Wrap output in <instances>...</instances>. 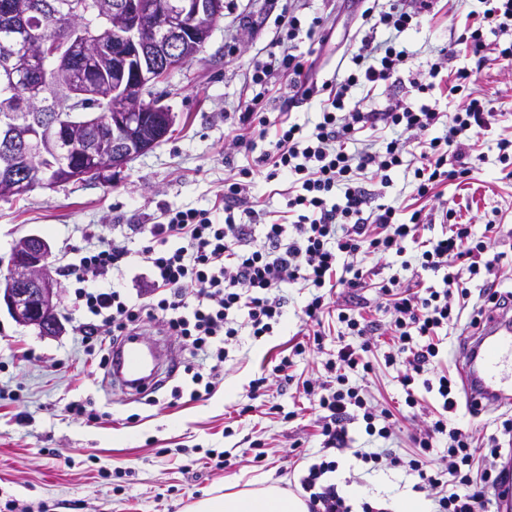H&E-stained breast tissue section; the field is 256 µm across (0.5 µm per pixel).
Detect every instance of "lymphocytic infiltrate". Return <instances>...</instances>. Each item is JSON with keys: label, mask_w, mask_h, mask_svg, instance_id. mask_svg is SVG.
I'll return each instance as SVG.
<instances>
[{"label": "lymphocytic infiltrate", "mask_w": 512, "mask_h": 512, "mask_svg": "<svg viewBox=\"0 0 512 512\" xmlns=\"http://www.w3.org/2000/svg\"><path fill=\"white\" fill-rule=\"evenodd\" d=\"M435 0H360V19L366 27L347 63L337 64L331 77L315 79L317 60L284 49L300 34L328 35L322 18L303 26L295 13L277 17L280 52H268L247 74L252 97L243 104L231 144L252 149L255 139L268 143L253 167L243 168L224 180V219L211 211L195 208L167 210L159 221L145 225L141 249L152 274L151 298L129 302L120 289L109 286L111 276L122 273L130 250L121 240L92 243L79 252L76 261L58 268L61 276L75 284L77 309L85 317L77 326L88 353H100L99 366L108 369L109 355L103 344H119L135 333L141 322L157 321L169 335L178 337L192 364L191 398L212 394L224 375L229 356L227 346L241 332L259 338L272 335L284 320L282 290L301 284L310 298L302 308L301 321L307 341L296 343L288 355L274 365L271 376L249 384L248 396L258 399L268 389L270 377L287 378L294 356L306 350H321L323 318L335 314L348 343L343 344L325 368L332 381L303 384L318 412L324 455L308 468L300 485L308 495L309 512H352L336 484L324 482L338 463L329 450L348 445V426L362 421L368 436L385 440V447L356 450L354 456L366 464L404 470L416 479L415 490L430 492L434 512H488L491 491L503 482L504 472L481 467L485 456H500L497 436H477L470 428L452 427L448 415L458 407L459 389L447 373L437 371V339L442 330L456 325L465 309H472L470 327L483 319L482 307L504 309L512 304V290L499 287L501 254L492 252L489 236H475L470 225L452 223L453 212L443 199L442 186L468 180L472 170L473 139L487 127L494 111L491 101L473 95L471 70L460 68L449 91L459 98L454 111L439 112L422 104L421 98L443 80L453 45L439 51L424 79H411L403 98L380 112L362 111L352 104L355 92H369L388 83L409 62L400 37L417 26L420 17L434 7ZM475 24L466 26L462 41L469 44L479 65L512 63V45L490 46L487 33L506 32L512 27V0H482ZM282 94L299 93L319 99L320 119L313 127L292 120L287 108L272 111L267 94L272 84ZM386 128L393 138L357 141L363 128ZM411 153L413 198L417 208L402 219L400 208L384 202L383 187L391 171ZM278 187L285 200L280 218L267 219L252 189L256 177ZM375 179L380 191L368 189ZM437 203L438 212L427 209ZM449 219L448 232L423 241L417 265L425 272H443L441 287L422 286L420 281L390 277L378 283L380 318L367 319L360 307L346 304L331 308L325 289L355 292L365 287L368 270L353 259L359 254L386 258L402 256L406 242L419 228L432 226L436 218ZM261 226V240H254L253 226ZM459 262L469 278L480 279L478 292L461 286L458 275L449 273V261ZM481 307L470 308L471 295ZM392 338L393 351L387 364H400L399 381L409 409L419 399L415 384L436 394L440 411L413 436L415 450L403 456L387 443L395 437L390 409L372 404L365 389L350 385L348 371L372 370L362 358L378 332ZM447 439L446 454L434 456L440 439Z\"/></svg>", "instance_id": "obj_1"}]
</instances>
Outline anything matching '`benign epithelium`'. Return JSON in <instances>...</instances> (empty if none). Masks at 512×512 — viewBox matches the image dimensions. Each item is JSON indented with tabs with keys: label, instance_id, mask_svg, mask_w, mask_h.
I'll list each match as a JSON object with an SVG mask.
<instances>
[{
	"label": "benign epithelium",
	"instance_id": "1",
	"mask_svg": "<svg viewBox=\"0 0 512 512\" xmlns=\"http://www.w3.org/2000/svg\"><path fill=\"white\" fill-rule=\"evenodd\" d=\"M95 7L112 20L110 35H95L80 21L76 8L60 16L64 35L32 41L27 55L0 58V72L8 75L39 65L41 83L32 93L34 111L14 116L0 128V197L10 199L24 183L55 185L96 180L105 172L123 170L162 141L172 113L154 89L162 73L194 60L228 10L226 0H113ZM45 5L26 0L0 13V28L33 32ZM90 54L109 65L110 82L96 87L111 105L87 117L52 105L58 77L70 73ZM80 160L48 172L38 160L59 151ZM50 245L39 235L24 237L14 248L8 274L0 280V306L19 324L41 334L60 332L57 307L60 283L47 275Z\"/></svg>",
	"mask_w": 512,
	"mask_h": 512
}]
</instances>
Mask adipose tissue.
I'll list each match as a JSON object with an SVG mask.
<instances>
[{"label": "adipose tissue", "mask_w": 512, "mask_h": 512, "mask_svg": "<svg viewBox=\"0 0 512 512\" xmlns=\"http://www.w3.org/2000/svg\"><path fill=\"white\" fill-rule=\"evenodd\" d=\"M193 512H308V505L303 498L272 483L200 500Z\"/></svg>", "instance_id": "ef3b65f1"}]
</instances>
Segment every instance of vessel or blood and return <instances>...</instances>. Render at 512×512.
I'll list each match as a JSON object with an SVG mask.
<instances>
[{"label":"vessel or blood","instance_id":"vessel-or-blood-1","mask_svg":"<svg viewBox=\"0 0 512 512\" xmlns=\"http://www.w3.org/2000/svg\"><path fill=\"white\" fill-rule=\"evenodd\" d=\"M459 363L468 398L512 405V312L492 315L477 341L463 346ZM164 365L161 352L144 350L135 336L112 349L113 380L135 393L157 383Z\"/></svg>","mask_w":512,"mask_h":512}]
</instances>
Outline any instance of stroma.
I'll return each mask as SVG.
<instances>
[{
    "label": "stroma",
    "instance_id": "stroma-1",
    "mask_svg": "<svg viewBox=\"0 0 512 512\" xmlns=\"http://www.w3.org/2000/svg\"><path fill=\"white\" fill-rule=\"evenodd\" d=\"M229 14L214 28L197 57L172 72L157 92L173 115L168 136L152 150L131 161L117 177L72 182L55 188H35L13 201L0 200V278L9 269L19 239L38 234L50 244V266L64 263L69 251L87 239H123L132 251L130 265L116 282L132 289V277L144 264L138 256L144 236L139 227L152 223L164 210L222 208L224 178L252 166L267 143L256 140L253 151L231 148L225 134V115H238L252 90L244 80L256 54L265 53L276 35L274 20L282 9L299 8L303 23L326 18V43L300 37L295 54L318 56L323 76H331L338 59L347 54L360 25L353 0H231ZM479 0H438L434 15L408 30L400 41L411 61L400 78L382 86L365 100L366 108L385 109L401 98L412 78L435 62L440 48L463 32ZM473 70L478 95L491 99L495 115L481 131V156L464 183H449L444 193L455 221L482 232L498 227L497 251L503 252L501 285L512 289V179L503 173L499 142L512 140V65L479 66L465 46H458L449 69ZM286 318L274 335L255 339L240 336L230 344L224 380L212 396L189 400L190 378L184 372L187 355L177 350L175 337L161 325L148 324L142 345L173 348L174 371L162 374L152 391L154 405L113 385L89 355L73 330V290H62L61 334L42 335L32 326L0 312V512H189L206 495L223 493L232 482L282 478L293 492L300 479L318 462L323 437L302 392V383L326 378L325 362L339 347L336 326L325 330L321 352L296 356L290 381H271L267 396L252 401L248 385L270 373L279 354L301 328V309L309 292L299 285L284 288ZM390 337H380L364 358L372 373L349 372V382L365 387L397 418L390 446L412 452L411 433L422 428L405 405L398 366L386 364ZM181 397H174L175 389ZM79 401L96 413L89 422L70 416L66 404ZM512 419V407H485L471 415L466 402L450 414V425L497 434ZM350 447L337 453L339 467L325 480L340 490L356 486L362 503L380 507L409 493L414 477L402 470L371 469L356 462L357 449L378 447L362 421L348 427ZM260 441L266 456L255 462L251 448ZM229 452L232 464L217 467V455Z\"/></svg>",
    "mask_w": 512,
    "mask_h": 512
}]
</instances>
